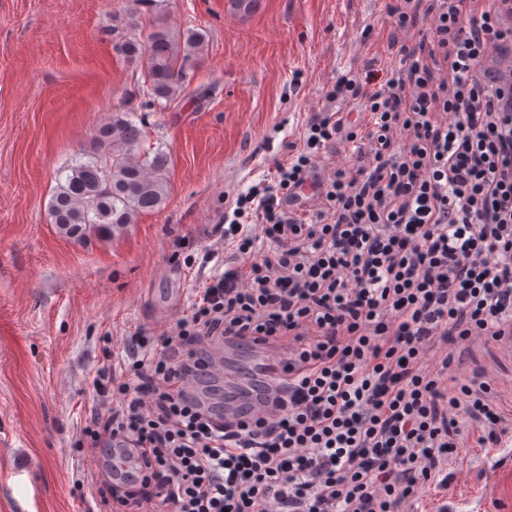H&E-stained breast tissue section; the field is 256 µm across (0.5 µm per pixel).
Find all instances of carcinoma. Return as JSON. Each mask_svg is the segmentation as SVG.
I'll list each match as a JSON object with an SVG mask.
<instances>
[{"mask_svg": "<svg viewBox=\"0 0 512 512\" xmlns=\"http://www.w3.org/2000/svg\"><path fill=\"white\" fill-rule=\"evenodd\" d=\"M204 41L205 35L197 30L174 36L158 26L143 38L131 27L115 50L127 62L145 63L144 107L151 110L195 78ZM134 117L133 112L112 111L96 131L103 150L69 167L65 183L57 187L49 214L65 236L74 240L92 233L114 236L139 215L165 203L167 155L142 150L146 132Z\"/></svg>", "mask_w": 512, "mask_h": 512, "instance_id": "1", "label": "carcinoma"}]
</instances>
